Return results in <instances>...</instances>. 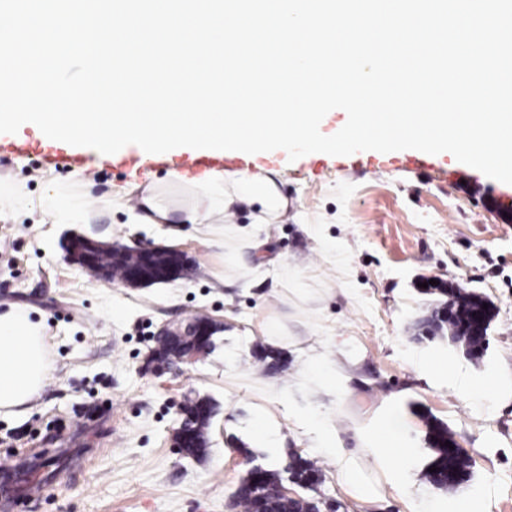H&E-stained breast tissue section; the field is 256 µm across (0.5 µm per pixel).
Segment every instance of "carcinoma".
<instances>
[{"instance_id": "carcinoma-1", "label": "carcinoma", "mask_w": 512, "mask_h": 512, "mask_svg": "<svg viewBox=\"0 0 512 512\" xmlns=\"http://www.w3.org/2000/svg\"><path fill=\"white\" fill-rule=\"evenodd\" d=\"M454 320L448 324L449 338L453 342H463L468 348L482 346L487 342L485 336H471L460 331L462 319L472 311L483 306L479 297L460 293H450L449 300ZM200 404H188L184 410L186 423L194 426V438L184 451L198 454L207 446V421L199 419ZM426 437L434 450L430 465L436 471L428 473L430 482L437 489L451 492L469 476L470 459L459 450L454 433L448 425L441 421L427 424ZM451 446H445V442ZM265 478L261 483L255 482L251 476H245L237 489V506L240 512H256L258 505H263L266 512H318V502L309 498L299 500L288 499L276 492V487L282 483L283 475H289L296 481H302L307 475L319 472L318 467L297 453L289 456L288 464L282 468L264 469Z\"/></svg>"}]
</instances>
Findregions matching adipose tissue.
<instances>
[{
  "instance_id": "obj_1",
  "label": "adipose tissue",
  "mask_w": 512,
  "mask_h": 512,
  "mask_svg": "<svg viewBox=\"0 0 512 512\" xmlns=\"http://www.w3.org/2000/svg\"><path fill=\"white\" fill-rule=\"evenodd\" d=\"M287 199L275 181L267 176L242 173H212L195 185L191 196L180 204L166 202L159 189H148L141 198V209L131 218L138 224H168L179 219L183 224H206L212 218L229 216L238 205L260 208L255 221L268 223L286 209ZM55 222L88 224L98 216L100 203L91 193L77 197H51L44 204ZM46 338L41 323L31 319L27 310L8 306L0 312V413L21 412L41 391L48 374ZM401 414L391 405L381 416L372 438L379 450L376 459L391 482L405 487L407 469L416 457L415 449L400 443Z\"/></svg>"
}]
</instances>
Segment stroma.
<instances>
[{"mask_svg":"<svg viewBox=\"0 0 512 512\" xmlns=\"http://www.w3.org/2000/svg\"><path fill=\"white\" fill-rule=\"evenodd\" d=\"M0 134V309H30L47 336L50 376L20 415L0 414V467L14 451L37 450L54 491L28 512H227L247 467L281 466L289 452L316 463L317 494L341 512H419L440 499L474 497L482 512H512V217L501 196L512 185L449 159V178L433 170L350 164L316 171L309 157L275 168L288 200L269 224L250 209L210 224H133L129 209L166 170L135 177L81 147V164L54 167L7 153ZM92 188L104 209L82 234L124 246H175L187 276L132 288L96 280L65 258L70 227L40 207L48 193ZM434 278L492 303L488 346L469 356L445 337L419 336L439 305L422 285ZM220 322L216 347L191 365L148 366L162 326L188 317ZM277 356L264 370L259 349ZM447 360L458 377L495 383L492 401L464 396L455 383L412 366L411 354ZM321 361L335 378L318 386ZM213 407L203 453L178 454L174 430L185 398ZM402 411V440L418 451L400 491L375 461L369 435L391 403ZM266 416L278 430L273 448L253 442ZM446 423L471 461L454 492L426 477L433 451L426 416ZM337 433L371 491L364 498L336 479L322 457L319 429Z\"/></svg>","mask_w":512,"mask_h":512,"instance_id":"1","label":"stroma"}]
</instances>
